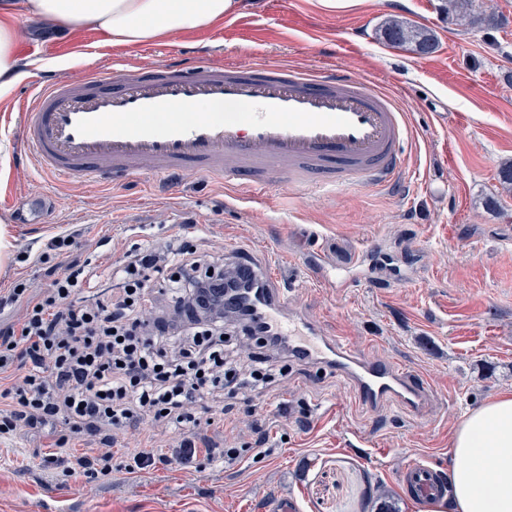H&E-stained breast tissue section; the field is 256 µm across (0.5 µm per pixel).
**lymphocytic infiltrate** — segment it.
Masks as SVG:
<instances>
[{
	"instance_id": "lymphocytic-infiltrate-1",
	"label": "lymphocytic infiltrate",
	"mask_w": 512,
	"mask_h": 512,
	"mask_svg": "<svg viewBox=\"0 0 512 512\" xmlns=\"http://www.w3.org/2000/svg\"><path fill=\"white\" fill-rule=\"evenodd\" d=\"M78 231L52 237L47 252L60 257L49 287L18 282L0 297V439L68 427L71 437L100 433L92 454L51 456L74 472L108 473L116 433L152 419L179 435L177 446L134 454L129 472L198 460L231 461L235 453L199 441L197 406L203 395L265 388L280 374L271 364L244 371L224 348V322L195 314L204 289L238 292L230 272L202 273L201 259L175 234L113 264L107 300L83 293L86 264L73 260ZM174 270L172 298L152 307L151 274Z\"/></svg>"
}]
</instances>
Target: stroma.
I'll return each mask as SVG.
<instances>
[{
    "label": "stroma",
    "instance_id": "obj_1",
    "mask_svg": "<svg viewBox=\"0 0 512 512\" xmlns=\"http://www.w3.org/2000/svg\"><path fill=\"white\" fill-rule=\"evenodd\" d=\"M439 5L365 0L328 10L315 0H240L224 23L131 49L93 32L40 37L34 21L19 19L20 51L40 66L0 101V215L13 237L0 289L22 279L49 284L44 245L75 229L76 257L95 268L92 288L111 287L99 239L110 238L117 261L182 224L201 255L245 247L275 258L291 308L365 356L406 365L429 397L415 414L371 409L334 374L292 361L267 392L204 396L199 435L237 449L234 463L129 473L130 456L177 441L146 420L118 434L110 474L66 476L44 463L53 435L20 436L0 442V512H269L284 495L299 512H374L383 494L400 512H424L403 485L405 467L418 461L447 475L455 425L512 388V192L498 181L512 162V0H493L501 23L492 31H461ZM390 16L432 30L437 50L419 56L385 43L377 28ZM172 58L330 68L383 82L403 97L416 131L403 187L332 196L280 179L256 192L181 169L56 182L23 156L19 116L42 76L72 82L90 70L134 71ZM373 241L377 262L391 267L377 286L355 264ZM317 250L344 265L346 288L309 278L305 264ZM259 423L268 429L261 455L253 448Z\"/></svg>",
    "mask_w": 512,
    "mask_h": 512
}]
</instances>
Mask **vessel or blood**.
Instances as JSON below:
<instances>
[{"mask_svg":"<svg viewBox=\"0 0 512 512\" xmlns=\"http://www.w3.org/2000/svg\"><path fill=\"white\" fill-rule=\"evenodd\" d=\"M201 103L210 111H198ZM20 134L26 156L50 178L191 168L258 188L285 178L340 193L357 182L396 186L413 130L402 102L377 83L328 70L171 61L134 75L89 71L74 84L46 83ZM228 266L251 279L248 303L291 359L333 372L367 407L392 402L413 413L424 404L427 385L401 365L365 357L289 314L273 262L233 259ZM403 481L420 498L442 493L435 471L416 461Z\"/></svg>","mask_w":512,"mask_h":512,"instance_id":"obj_1","label":"vessel or blood"}]
</instances>
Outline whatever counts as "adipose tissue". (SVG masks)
<instances>
[{
	"label": "adipose tissue",
	"instance_id": "obj_1",
	"mask_svg": "<svg viewBox=\"0 0 512 512\" xmlns=\"http://www.w3.org/2000/svg\"><path fill=\"white\" fill-rule=\"evenodd\" d=\"M237 0H0V98L32 62L19 52L26 17L72 35L91 30L105 44L135 48L222 22ZM448 498L426 512H512V390L470 410L450 438Z\"/></svg>",
	"mask_w": 512,
	"mask_h": 512
}]
</instances>
